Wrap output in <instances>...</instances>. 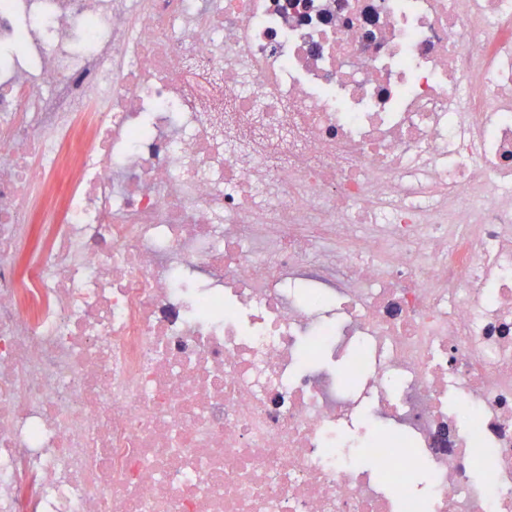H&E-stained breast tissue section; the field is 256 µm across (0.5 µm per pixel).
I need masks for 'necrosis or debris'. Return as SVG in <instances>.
<instances>
[{
  "instance_id": "4bbe7bcc",
  "label": "necrosis or debris",
  "mask_w": 512,
  "mask_h": 512,
  "mask_svg": "<svg viewBox=\"0 0 512 512\" xmlns=\"http://www.w3.org/2000/svg\"><path fill=\"white\" fill-rule=\"evenodd\" d=\"M407 499L512 512V0H0V512Z\"/></svg>"
}]
</instances>
